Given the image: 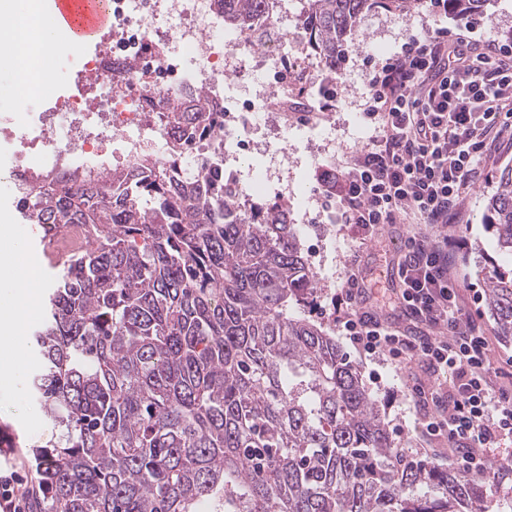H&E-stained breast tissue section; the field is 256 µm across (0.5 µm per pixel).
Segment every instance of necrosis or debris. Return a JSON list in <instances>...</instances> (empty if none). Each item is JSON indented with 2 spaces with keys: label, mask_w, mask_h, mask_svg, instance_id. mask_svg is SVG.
<instances>
[{
  "label": "necrosis or debris",
  "mask_w": 512,
  "mask_h": 512,
  "mask_svg": "<svg viewBox=\"0 0 512 512\" xmlns=\"http://www.w3.org/2000/svg\"><path fill=\"white\" fill-rule=\"evenodd\" d=\"M109 2L112 32L69 68L68 92L40 100L33 111L0 115V179L11 189L35 192L42 176L60 186L77 170L103 183L147 153L192 173L213 144L233 167L282 140L286 102L315 73L301 70L281 39L246 42L225 25L215 0ZM201 93L217 118L199 125L189 151L171 159L178 129L161 103ZM241 186L237 209L249 218L262 199L288 201L268 170Z\"/></svg>",
  "instance_id": "necrosis-or-debris-1"
}]
</instances>
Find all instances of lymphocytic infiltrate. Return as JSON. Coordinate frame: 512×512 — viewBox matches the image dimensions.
<instances>
[{"instance_id": "f902f5d3", "label": "lymphocytic infiltrate", "mask_w": 512, "mask_h": 512, "mask_svg": "<svg viewBox=\"0 0 512 512\" xmlns=\"http://www.w3.org/2000/svg\"><path fill=\"white\" fill-rule=\"evenodd\" d=\"M430 26L368 72L367 117L376 134L348 168L325 166L319 184L330 223L375 237L384 224L447 227L462 193L490 154L491 135L512 137V44ZM398 300L419 325L410 336L358 305L357 272L336 297L338 323L361 354L421 363L435 387L416 388L428 435L470 472L488 473L493 453L512 443V388L501 381L490 342L463 308L448 242L423 232L406 241Z\"/></svg>"}]
</instances>
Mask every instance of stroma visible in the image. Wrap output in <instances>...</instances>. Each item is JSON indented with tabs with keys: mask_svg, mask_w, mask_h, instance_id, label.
I'll use <instances>...</instances> for the list:
<instances>
[{
	"mask_svg": "<svg viewBox=\"0 0 512 512\" xmlns=\"http://www.w3.org/2000/svg\"><path fill=\"white\" fill-rule=\"evenodd\" d=\"M430 12L426 2L403 14L377 6L361 18L348 40L346 59L335 75L342 84L338 97L328 100L315 95L311 124L304 126L301 133L288 134L282 143L288 158L282 162L279 174L288 185V208L299 226L301 245L318 283L311 318L335 337L348 361L360 372L365 386L380 402L393 439L406 455L416 459L429 456L444 463L448 455L426 434L412 396L413 386L427 380L424 367L416 362L395 367L358 354L341 336L331 306L352 262L359 267L364 287L398 292V279L388 276L387 271L403 258L408 227L386 224L377 236L367 240L346 235L338 225L326 223L322 189L317 181L321 166L349 162L374 134L363 106L368 77L366 59L381 60L399 51L410 35L421 30ZM508 165L512 166V141H496L483 178L463 194L448 243L449 262L460 279L467 308L483 325L497 356L512 354V338L501 336L490 317L479 272L492 263L512 267V257L498 253L484 227L487 201L496 189L501 170ZM15 212L11 189L0 184V218L11 216L13 236L41 282L37 299L42 302L49 293L50 281L39 253V231L36 225L22 223ZM39 364L35 358L25 367L19 389L0 388V473L15 472L25 485L30 482L35 452L52 436V426L29 389L30 378Z\"/></svg>",
	"mask_w": 512,
	"mask_h": 512,
	"instance_id": "35a3bbf8",
	"label": "stroma"
}]
</instances>
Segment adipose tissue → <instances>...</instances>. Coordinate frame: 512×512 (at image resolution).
<instances>
[{
  "label": "adipose tissue",
  "mask_w": 512,
  "mask_h": 512,
  "mask_svg": "<svg viewBox=\"0 0 512 512\" xmlns=\"http://www.w3.org/2000/svg\"><path fill=\"white\" fill-rule=\"evenodd\" d=\"M76 43L58 18L56 0H0V58L14 65L15 102L45 91L53 82L52 60L74 51ZM0 279L8 288L0 294V384L15 383L28 358L19 331L24 318L35 309L33 272L22 262L8 224L0 225Z\"/></svg>",
  "instance_id": "obj_1"
}]
</instances>
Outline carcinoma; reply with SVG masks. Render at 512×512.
<instances>
[{
	"label": "carcinoma",
	"instance_id": "carcinoma-1",
	"mask_svg": "<svg viewBox=\"0 0 512 512\" xmlns=\"http://www.w3.org/2000/svg\"><path fill=\"white\" fill-rule=\"evenodd\" d=\"M219 2L225 24L250 31L282 0ZM419 2L297 0V20L329 67L374 5ZM490 2L448 0V11ZM214 116L198 97L170 122L190 136ZM238 191L216 157L196 177L145 160L106 188L75 172L18 201L42 239L71 224L89 238L48 259L31 332L41 364L30 388L54 429L31 470L35 512H469L478 485L407 458L336 338L304 314L315 277L288 210L246 222ZM487 210L512 256V166ZM481 276L511 337L512 271Z\"/></svg>",
	"mask_w": 512,
	"mask_h": 512
}]
</instances>
